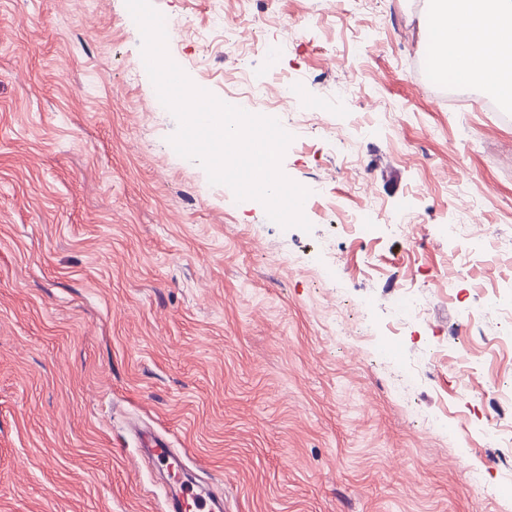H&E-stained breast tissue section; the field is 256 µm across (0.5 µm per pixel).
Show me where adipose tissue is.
I'll return each instance as SVG.
<instances>
[{"label":"adipose tissue","instance_id":"ef3b65f1","mask_svg":"<svg viewBox=\"0 0 512 512\" xmlns=\"http://www.w3.org/2000/svg\"><path fill=\"white\" fill-rule=\"evenodd\" d=\"M434 73L491 89L512 104V0H430Z\"/></svg>","mask_w":512,"mask_h":512}]
</instances>
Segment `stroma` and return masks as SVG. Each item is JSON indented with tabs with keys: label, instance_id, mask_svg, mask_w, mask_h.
Here are the masks:
<instances>
[{
	"label": "stroma",
	"instance_id": "obj_1",
	"mask_svg": "<svg viewBox=\"0 0 512 512\" xmlns=\"http://www.w3.org/2000/svg\"><path fill=\"white\" fill-rule=\"evenodd\" d=\"M152 4L172 60L216 97L244 74L302 85L281 169L337 207L306 199L311 231L284 228L179 156L125 0H0V512H164L144 426L186 449L224 512H512V452L457 423L512 384V284L443 271L467 199L512 244V112L413 72L428 0H276L275 62L194 43L240 23L234 0ZM360 178L413 239L341 226ZM409 278L425 321L367 337ZM470 466L492 496L470 493Z\"/></svg>",
	"mask_w": 512,
	"mask_h": 512
}]
</instances>
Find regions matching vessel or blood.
Returning <instances> with one entry per match:
<instances>
[{"label":"vessel or blood","instance_id":"b4317fda","mask_svg":"<svg viewBox=\"0 0 512 512\" xmlns=\"http://www.w3.org/2000/svg\"><path fill=\"white\" fill-rule=\"evenodd\" d=\"M137 440L146 462L163 471L168 478L171 493L165 501L167 512H224V502L217 493L186 480L187 466L166 438L141 430L137 433Z\"/></svg>","mask_w":512,"mask_h":512}]
</instances>
